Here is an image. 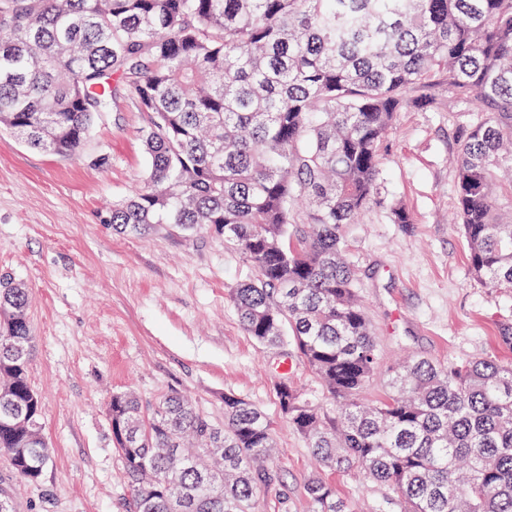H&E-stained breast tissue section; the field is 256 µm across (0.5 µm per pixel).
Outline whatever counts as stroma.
I'll list each match as a JSON object with an SVG mask.
<instances>
[{"mask_svg":"<svg viewBox=\"0 0 512 512\" xmlns=\"http://www.w3.org/2000/svg\"><path fill=\"white\" fill-rule=\"evenodd\" d=\"M458 120L453 112L398 114L384 190L412 221L392 223L376 208L347 232L378 345L381 373L365 391L369 401L387 395L384 371L407 352L441 364L512 360L500 339L512 323V295L471 277L452 222ZM145 123L134 103L119 99L80 156L35 150L0 132V271L30 293L36 347L29 377L52 452L17 512H126L130 492L106 410L121 391L145 404L178 392L217 420L228 394L262 408L282 482L261 496L259 512H313L305 485L316 475L352 512H375L383 487L316 469L306 440L282 417L274 389L283 379L317 406L333 403L302 360L283 370L279 351L242 330L230 290L254 274L243 255L204 231L127 237L99 223L98 213L145 177ZM97 153L109 155L106 166L90 162Z\"/></svg>","mask_w":512,"mask_h":512,"instance_id":"stroma-1","label":"stroma"}]
</instances>
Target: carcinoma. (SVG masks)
Here are the masks:
<instances>
[{"instance_id": "obj_1", "label": "carcinoma", "mask_w": 512, "mask_h": 512, "mask_svg": "<svg viewBox=\"0 0 512 512\" xmlns=\"http://www.w3.org/2000/svg\"><path fill=\"white\" fill-rule=\"evenodd\" d=\"M120 97L148 115L143 183L101 222L126 236L201 229L251 263L231 297L258 345L303 360L329 416L286 382L275 399L312 455L392 491L376 512H512V362L408 359L361 395L377 343L346 229L384 208L398 113L456 126L454 206L471 276L512 289V0H0V131L80 153ZM27 288L0 272V453L34 482L51 461L29 378ZM130 512H258L279 482L266 414L224 420L180 393L107 405ZM314 512H350L329 482Z\"/></svg>"}]
</instances>
